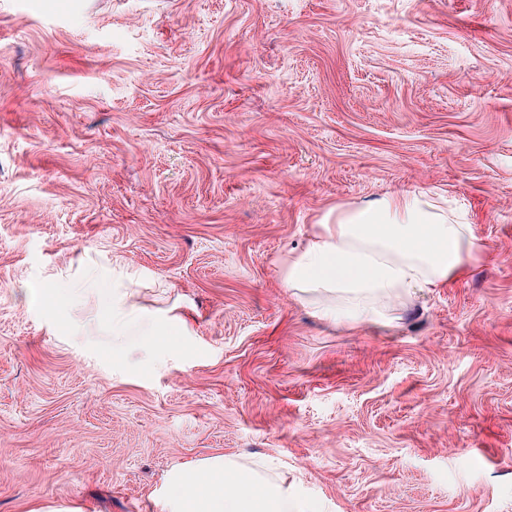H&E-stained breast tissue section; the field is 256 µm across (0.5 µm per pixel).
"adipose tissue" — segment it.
<instances>
[{"label":"adipose tissue","mask_w":512,"mask_h":512,"mask_svg":"<svg viewBox=\"0 0 512 512\" xmlns=\"http://www.w3.org/2000/svg\"><path fill=\"white\" fill-rule=\"evenodd\" d=\"M486 248L466 214L426 193H391L338 205L314 225L305 249L282 266L288 288L326 298L319 316L330 322H400L402 301L445 288ZM112 345L124 353H152L156 341L179 335L182 321L151 314L110 296ZM141 335L130 344L131 334ZM161 490L167 512H306L284 483L238 461L212 455L173 468Z\"/></svg>","instance_id":"obj_1"}]
</instances>
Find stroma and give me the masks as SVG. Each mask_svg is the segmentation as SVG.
Listing matches in <instances>:
<instances>
[{
    "label": "stroma",
    "mask_w": 512,
    "mask_h": 512,
    "mask_svg": "<svg viewBox=\"0 0 512 512\" xmlns=\"http://www.w3.org/2000/svg\"><path fill=\"white\" fill-rule=\"evenodd\" d=\"M402 191L485 255L398 325L321 321L283 260ZM128 276L187 321L137 363ZM217 454L311 512H512V0H0V512H165Z\"/></svg>",
    "instance_id": "35a3bbf8"
}]
</instances>
